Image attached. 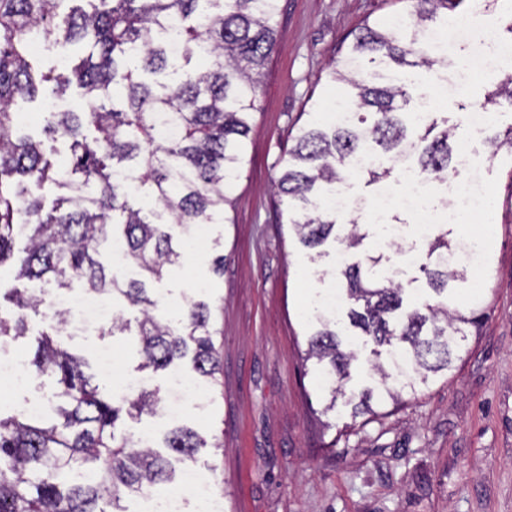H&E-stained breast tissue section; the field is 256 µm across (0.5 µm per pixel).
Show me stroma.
I'll list each match as a JSON object with an SVG mask.
<instances>
[{"instance_id":"1","label":"stroma","mask_w":512,"mask_h":512,"mask_svg":"<svg viewBox=\"0 0 512 512\" xmlns=\"http://www.w3.org/2000/svg\"><path fill=\"white\" fill-rule=\"evenodd\" d=\"M475 0L448 12L447 91L427 67L399 74L413 101L428 97L431 113L454 129L457 156L449 182L477 181L492 200L490 211L458 207L445 228L449 239L478 240L487 265L471 261L476 282H449L452 308L484 310L450 375L419 386L407 403L353 428L325 412L313 368L303 355L311 331L304 309L336 291L339 246L310 249L295 235L280 177L298 130L330 117L345 89L328 79L329 63H343L363 24H385L406 14V0H280L276 47L263 69L258 109L247 140V162L229 190L227 222L208 227L206 253L183 255L153 289L166 310L185 299L209 304L219 371L199 385V397L176 417L169 372L150 374L158 392L155 414L123 421L129 436L162 434L179 423L206 441L189 467L218 478L223 512H512V151L490 141L512 127V105L491 106V121L474 129L466 120L499 83L486 70L466 68L476 32L467 22ZM407 172L395 169L386 187L350 181L357 219L368 233L367 252L411 297L435 302L421 271L436 258L420 246L410 262L386 235L390 224L418 227L398 205L381 210L383 192L401 196ZM223 255L224 272L211 260ZM64 342L87 363L94 382L118 388L137 374L136 336L72 331ZM111 349L116 366L103 374L98 354Z\"/></svg>"}]
</instances>
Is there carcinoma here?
<instances>
[{"label":"carcinoma","instance_id":"carcinoma-1","mask_svg":"<svg viewBox=\"0 0 512 512\" xmlns=\"http://www.w3.org/2000/svg\"><path fill=\"white\" fill-rule=\"evenodd\" d=\"M64 0H0V268L8 265L18 285L3 295L12 304L0 317V342L24 335L28 321L47 323L29 361L54 380V400L29 416L0 410V512H125V495L183 476L182 464L206 447L184 426L162 439L167 452L139 448L118 429L122 416L155 412V392L119 399L92 383L86 362L61 346L66 327L51 314L46 293L19 286L51 278L58 290L77 277L85 288L138 310V370H166L187 362L200 377L218 370L207 303L193 298L169 318L155 311L159 298L147 287L179 262L197 224H220L233 205L228 190L246 161L247 139L259 96L262 69L276 43L279 0H87L92 11L60 10ZM462 0H410L401 27L364 24L347 62L448 67L427 50L422 34L444 24L448 8ZM33 39L67 52L78 42L84 54L71 75L37 73ZM203 62L201 66L193 60ZM329 77L348 86V116L299 130L276 188L288 199L289 218L304 246L334 238L347 254L360 252L367 233L342 232L325 207L336 185L351 174L367 184L390 177L392 168L354 160L378 146L392 162L415 159L420 172L443 181L453 159V129L411 111L401 86L363 78L331 64ZM65 98L81 90L80 112H49L44 132L70 141L68 169L53 171L41 142L19 123L16 101L33 99L40 86ZM53 183L69 191L46 207L43 190ZM114 238L124 241L127 262L140 278L122 280L100 261ZM437 268L423 267L431 290L448 298V280H468V270L448 262V233L434 236ZM381 261L368 254L338 269L346 284L336 311L319 302L308 309L313 326L307 359L316 360L320 388L351 407L352 418L377 417L403 393H415L429 377L449 372L461 342L478 317L448 311L444 301L403 309L405 289L392 279L363 274ZM370 365L371 386L347 393L360 357Z\"/></svg>","mask_w":512,"mask_h":512}]
</instances>
